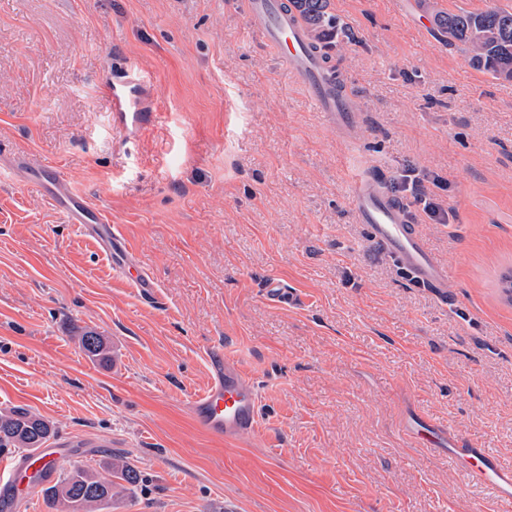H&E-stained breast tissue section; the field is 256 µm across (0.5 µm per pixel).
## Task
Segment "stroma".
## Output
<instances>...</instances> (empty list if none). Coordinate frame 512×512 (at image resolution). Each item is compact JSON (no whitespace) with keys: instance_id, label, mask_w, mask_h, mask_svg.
I'll return each mask as SVG.
<instances>
[{"instance_id":"1","label":"stroma","mask_w":512,"mask_h":512,"mask_svg":"<svg viewBox=\"0 0 512 512\" xmlns=\"http://www.w3.org/2000/svg\"><path fill=\"white\" fill-rule=\"evenodd\" d=\"M249 0H0V159L62 169L119 224L158 288L146 302L38 186L0 169V410L75 441V468L138 470L103 512H500L494 493L404 427L423 418L512 464V82L473 69L431 9L512 0H331L327 55L354 107L319 112ZM154 79L132 125L106 83ZM443 177L454 213L413 224L448 266L438 293L371 241L360 174ZM302 299H266L269 279ZM108 364L80 349L82 330ZM259 392L256 435L198 431L210 346ZM79 344L82 351L94 361H107L108 360V350L106 344L100 336L95 331L92 330H84L80 333L79 336Z\"/></svg>"}]
</instances>
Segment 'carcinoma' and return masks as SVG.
<instances>
[{"label": "carcinoma", "instance_id": "cac0c4a2", "mask_svg": "<svg viewBox=\"0 0 512 512\" xmlns=\"http://www.w3.org/2000/svg\"><path fill=\"white\" fill-rule=\"evenodd\" d=\"M288 10L296 13L308 30L315 47L322 49L340 30L330 0H288ZM432 22L450 46H466L471 66L496 79L512 81V11L490 7L479 12L435 11ZM79 344L88 358L108 360L106 344L97 332L84 330ZM56 431L49 421L23 408L0 410V453H22L43 447ZM109 476L82 468L75 469L53 484L43 487L44 499L61 512H92L112 503L131 490L140 474L120 458L107 466Z\"/></svg>", "mask_w": 512, "mask_h": 512}]
</instances>
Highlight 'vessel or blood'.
I'll return each instance as SVG.
<instances>
[{"label":"vessel or blood","instance_id":"vessel-or-blood-1","mask_svg":"<svg viewBox=\"0 0 512 512\" xmlns=\"http://www.w3.org/2000/svg\"><path fill=\"white\" fill-rule=\"evenodd\" d=\"M250 14L264 40L275 47L291 74L309 91L319 111L328 113L337 128L351 124L349 98L336 95L326 79L325 65L308 46L303 28L286 11L283 0H252ZM151 80L135 63H128L120 80L109 91L117 107L131 109V119L143 124L149 119L147 101ZM12 171L39 183L54 208L69 223L80 225L108 256L113 273L128 288L148 300L156 283L136 259V252L118 225L92 205L73 182L57 167L29 153H19ZM350 203L360 223L366 224L372 239L420 286L437 291L448 284L447 271L415 231L406 207L394 199L376 178L357 176L350 187ZM208 357L214 369L207 388L192 397L194 422L202 432L227 441L244 439L259 430V392L253 377L239 360L213 349ZM409 436L426 448H447L450 459L466 465L472 479L490 487L501 505L512 508V467L483 448L459 444L445 428L429 422L408 424ZM67 449L41 448L19 458L0 477V489L15 500H33L55 474L57 463Z\"/></svg>","mask_w":512,"mask_h":512}]
</instances>
